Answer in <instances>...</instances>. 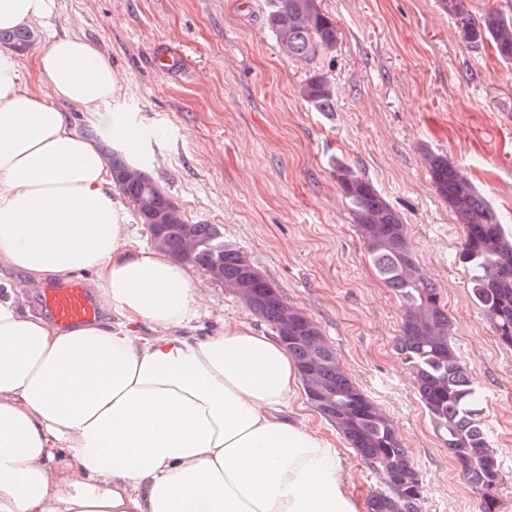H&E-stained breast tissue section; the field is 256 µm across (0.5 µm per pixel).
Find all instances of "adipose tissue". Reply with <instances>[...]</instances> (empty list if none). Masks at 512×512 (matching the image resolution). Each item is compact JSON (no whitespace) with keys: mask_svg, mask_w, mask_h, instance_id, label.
Returning <instances> with one entry per match:
<instances>
[{"mask_svg":"<svg viewBox=\"0 0 512 512\" xmlns=\"http://www.w3.org/2000/svg\"><path fill=\"white\" fill-rule=\"evenodd\" d=\"M54 0H0V30ZM28 88L0 64V270L28 286L88 275L113 319L71 328L0 285V512H365L339 451L288 413L294 360L275 334L192 325L186 263L134 239L97 145L67 103L114 140L112 64L51 36Z\"/></svg>","mask_w":512,"mask_h":512,"instance_id":"1","label":"adipose tissue"}]
</instances>
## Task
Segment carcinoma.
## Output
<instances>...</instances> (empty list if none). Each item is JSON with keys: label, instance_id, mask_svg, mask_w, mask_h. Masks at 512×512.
Instances as JSON below:
<instances>
[{"label": "carcinoma", "instance_id": "cac0c4a2", "mask_svg": "<svg viewBox=\"0 0 512 512\" xmlns=\"http://www.w3.org/2000/svg\"><path fill=\"white\" fill-rule=\"evenodd\" d=\"M449 15L459 17L467 39L489 40L498 58L512 64V18L493 8L479 17L468 14L465 0H439ZM279 50L293 58L309 59L332 52L338 43L336 21L321 7V0H275L267 17ZM33 32L26 28L0 31V44L17 52L29 48ZM300 95L316 110L332 108L334 88L323 75H312ZM125 149L110 148L107 156L115 188L131 203L148 201L137 212L141 224L173 209L174 201L143 170L135 168ZM429 175L436 193L448 203L463 240L457 254L467 270L470 295L484 313L499 342L512 347V234L477 188L443 155H432ZM336 180L353 207V218L364 240L367 259L376 275L390 288L402 307L394 348L410 369L417 395L435 435L443 442L464 480L481 494V512H500L498 489L503 480L499 456L484 426L477 422L482 403L471 371L451 339L448 308L439 289L419 269L402 217L380 195L374 184L350 167H336ZM154 246L170 256L205 271L224 273V288L245 300L241 284L247 276L248 254L224 236L218 224H187L183 217L166 222ZM253 301L246 307L281 332L283 315L299 340L288 343L298 366L313 362L317 373L301 377L304 393L323 389L327 396L317 412L336 427L370 466L379 470L390 488L368 502L369 512H420L423 499L410 452L393 421L345 373L336 350L310 316L287 304L281 289L266 275L251 280Z\"/></svg>", "mask_w": 512, "mask_h": 512}]
</instances>
